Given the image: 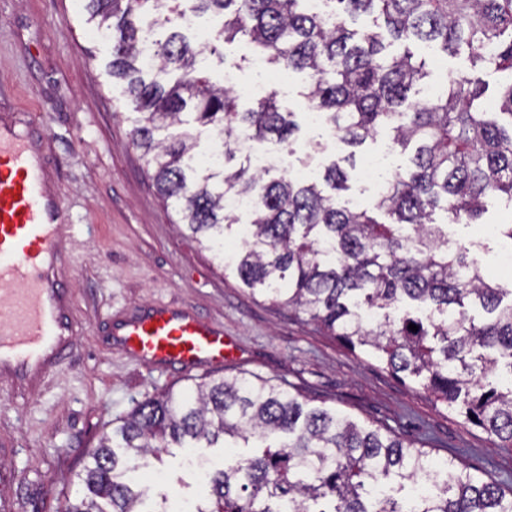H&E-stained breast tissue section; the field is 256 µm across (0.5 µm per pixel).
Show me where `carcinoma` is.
<instances>
[{
	"label": "carcinoma",
	"instance_id": "cac0c4a2",
	"mask_svg": "<svg viewBox=\"0 0 512 512\" xmlns=\"http://www.w3.org/2000/svg\"><path fill=\"white\" fill-rule=\"evenodd\" d=\"M88 21L111 39L112 81L125 85L134 146L158 192L189 236L232 268L254 294L309 316L350 350L384 361L419 382L465 421L512 447V288L487 280L474 255L486 249L448 239L434 222L476 221L487 198L512 202V0H83ZM215 13L220 28L201 44L187 35L195 18ZM361 13L382 24L348 28ZM152 31L154 64L141 56ZM419 41L445 54L471 51L473 63L500 75L497 112L480 100L485 85L449 74L437 96L412 101L426 62L385 39ZM244 39L265 64L304 72L303 97L323 116L324 132L358 147L381 132L392 147L414 149L412 167L390 175L374 210L340 205L314 182L286 171H256L239 139L276 142L292 156L298 113L277 93L241 111L232 90L212 80L209 61ZM492 47V55L485 53ZM224 144V163L200 159L202 137ZM348 189L336 162L322 174ZM246 199L247 223L229 207ZM239 248L224 257V240ZM407 304V312L369 327L367 315ZM479 307L478 321L469 309ZM414 324L413 332L408 326ZM209 473L193 512H512V488L434 463L417 442L387 429H363L335 411L307 407L299 394L261 378L212 379L169 389L137 404L85 454L89 495L65 512H145L150 488L129 474L170 449L237 448ZM437 486L407 506L388 492L394 471Z\"/></svg>",
	"mask_w": 512,
	"mask_h": 512
}]
</instances>
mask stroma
I'll return each mask as SVG.
<instances>
[{
    "instance_id": "obj_1",
    "label": "stroma",
    "mask_w": 512,
    "mask_h": 512,
    "mask_svg": "<svg viewBox=\"0 0 512 512\" xmlns=\"http://www.w3.org/2000/svg\"><path fill=\"white\" fill-rule=\"evenodd\" d=\"M431 82L454 71L486 83L495 99L499 77L472 65L468 52L447 57L416 46ZM212 62L215 77L238 76L247 99L260 77L240 40ZM111 45L87 25L82 0H0V122L32 138L66 215L61 283L79 338L57 371L24 396L0 381V512H62L81 491L83 453L95 447L135 403L163 390H181L213 378L260 377L307 396L312 406L336 411L368 428H388L427 439L431 458L457 471L512 478V447L496 445L410 378H398L377 358L349 350L305 315L251 294L236 273L181 234L176 209L159 197L131 141V124L118 85L107 73ZM302 127L290 171L304 175L303 159L327 164L354 156L344 201L372 205L363 180L367 159L384 152L386 135L350 150L334 137L308 146ZM448 226L453 241H487L486 276L512 283L500 268L503 243L484 230L512 224V206L487 202L481 223ZM158 304H186L204 318L223 321L241 357L216 369L183 372L138 360L110 344L111 320ZM152 490L172 498L197 495L194 465L165 457L145 471Z\"/></svg>"
}]
</instances>
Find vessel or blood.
<instances>
[{
  "label": "vessel or blood",
  "mask_w": 512,
  "mask_h": 512,
  "mask_svg": "<svg viewBox=\"0 0 512 512\" xmlns=\"http://www.w3.org/2000/svg\"><path fill=\"white\" fill-rule=\"evenodd\" d=\"M66 218L45 194V170L32 144L0 125V379L26 390L48 378L77 341L68 294L55 270ZM140 360L184 368L238 360L221 323L179 305H159L109 329Z\"/></svg>",
  "instance_id": "vessel-or-blood-1"
}]
</instances>
